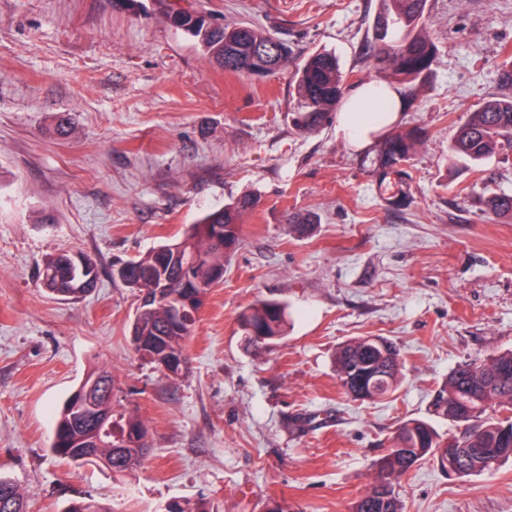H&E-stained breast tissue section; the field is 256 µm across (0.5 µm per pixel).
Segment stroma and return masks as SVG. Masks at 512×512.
<instances>
[{
	"instance_id": "35a3bbf8",
	"label": "stroma",
	"mask_w": 512,
	"mask_h": 512,
	"mask_svg": "<svg viewBox=\"0 0 512 512\" xmlns=\"http://www.w3.org/2000/svg\"><path fill=\"white\" fill-rule=\"evenodd\" d=\"M170 0H0V474L28 512L89 496L112 512H165L206 497L215 512H351L378 478L398 425L430 416L458 364L512 350V155L474 164L448 148L467 112L501 94L512 62V0H430L440 53L391 129L427 137L403 183L379 184L380 137L362 148L335 123L293 125L292 75L336 53L350 86L377 80L378 0H177L212 23L243 21L287 43L286 69L224 72L168 19ZM69 117L68 137L55 133ZM404 205H390L396 192ZM242 244L213 288L176 377L129 336L138 299L115 265L151 251L211 208L242 197ZM312 220L307 234L292 224ZM58 250L92 256L93 292L38 286ZM289 305L286 336L251 345L238 316ZM393 343L401 383L360 402L336 373L339 346ZM102 366L149 432L150 453L115 475L51 451L54 411ZM404 512H512V459L458 478L426 461L396 485Z\"/></svg>"
}]
</instances>
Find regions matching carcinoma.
<instances>
[{
  "mask_svg": "<svg viewBox=\"0 0 512 512\" xmlns=\"http://www.w3.org/2000/svg\"><path fill=\"white\" fill-rule=\"evenodd\" d=\"M171 23L197 38L204 54L224 71L246 76H264L288 65V45L258 26H224L211 23L204 14L192 19L188 11L168 13ZM429 0H379L372 26L371 51L380 65L382 79L404 88L402 97L412 102L415 90L430 74L438 46L428 32ZM297 107L294 125L301 132H314L341 105L349 84L336 54L323 50L310 54L293 73ZM422 129L387 136L379 146L377 172L384 181L403 170L423 143ZM512 153V96L493 97L468 113L449 146L452 158L481 162L496 153ZM258 203L246 197L233 205L215 207L189 225L174 242L162 244L145 257L126 262L139 278L122 285L141 294L164 289L181 299L161 300L153 309L136 313L131 334L137 356L159 367H168L173 377L182 372L180 361L188 359L187 345L199 311L212 288L224 279L228 258L241 246L242 214ZM496 217H512V196L494 195L487 202ZM72 255H48L38 273L40 285L66 300L91 293L98 279L84 282L73 275ZM189 267L203 287L179 288L180 275ZM288 304L262 299L239 315V326L250 343L275 342L285 331ZM336 368L346 394L356 400L375 401L395 391L400 382L401 359L390 343L379 346L366 336L351 340L336 352ZM113 381L104 369L90 371L58 411L52 452L75 465L112 463V473L122 475L140 467L146 457L148 435L144 422L126 408H117L114 395L98 396L92 406L83 404L81 391L90 381ZM429 411L457 427L458 434L444 439L422 419L403 422L395 435L397 448L389 449L371 490L353 504L352 512H402L393 482L407 475L424 460H433L444 472L453 465L457 476L467 477L512 458V350L484 361L469 360L458 366L433 390ZM119 416L116 430L120 444L93 440L89 428L92 414ZM0 512H27V502L18 486L0 476ZM65 512H111L95 498L70 503ZM165 512H213L206 498L176 501Z\"/></svg>",
  "mask_w": 512,
  "mask_h": 512,
  "instance_id": "obj_1",
  "label": "carcinoma"
}]
</instances>
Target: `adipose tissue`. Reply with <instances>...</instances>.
I'll use <instances>...</instances> for the list:
<instances>
[{"instance_id": "1", "label": "adipose tissue", "mask_w": 512, "mask_h": 512, "mask_svg": "<svg viewBox=\"0 0 512 512\" xmlns=\"http://www.w3.org/2000/svg\"><path fill=\"white\" fill-rule=\"evenodd\" d=\"M394 89L368 82L356 88L344 101L337 117L336 134L352 145L360 146L394 123L398 115L394 112H374L370 106L378 98H396Z\"/></svg>"}]
</instances>
